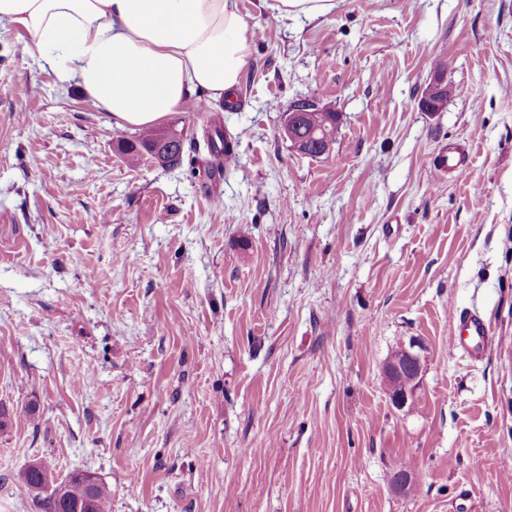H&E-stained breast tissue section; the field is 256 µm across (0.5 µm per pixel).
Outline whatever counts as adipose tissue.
Segmentation results:
<instances>
[{
    "mask_svg": "<svg viewBox=\"0 0 512 512\" xmlns=\"http://www.w3.org/2000/svg\"><path fill=\"white\" fill-rule=\"evenodd\" d=\"M6 24L122 129L154 126L198 93L223 101L247 66L236 0H0Z\"/></svg>",
    "mask_w": 512,
    "mask_h": 512,
    "instance_id": "obj_1",
    "label": "adipose tissue"
}]
</instances>
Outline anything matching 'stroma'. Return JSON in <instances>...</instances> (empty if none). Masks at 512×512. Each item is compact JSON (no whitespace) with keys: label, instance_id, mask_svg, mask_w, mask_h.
<instances>
[{"label":"stroma","instance_id":"stroma-1","mask_svg":"<svg viewBox=\"0 0 512 512\" xmlns=\"http://www.w3.org/2000/svg\"><path fill=\"white\" fill-rule=\"evenodd\" d=\"M337 2L238 0V104L163 120L172 167L129 165L139 131L0 28V512H39L14 479L35 461L94 473L112 512H512V0ZM299 99L337 112L328 154L283 136ZM413 340L399 409L382 367ZM336 0H275L273 9L282 18H319L331 14ZM206 146L208 152L217 160L224 157L225 154L235 153L237 141L224 133L223 128L215 126L213 131L206 134ZM450 320L457 328L453 337V348H470L468 340L473 344L472 349L475 352H480L491 346L492 340L489 333L483 321L477 315L457 313L453 309Z\"/></svg>","mask_w":512,"mask_h":512}]
</instances>
